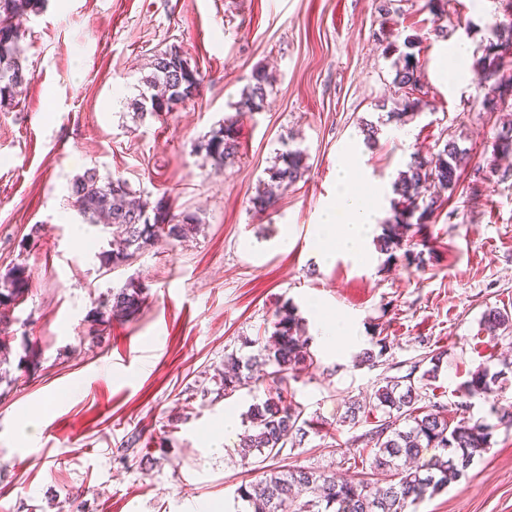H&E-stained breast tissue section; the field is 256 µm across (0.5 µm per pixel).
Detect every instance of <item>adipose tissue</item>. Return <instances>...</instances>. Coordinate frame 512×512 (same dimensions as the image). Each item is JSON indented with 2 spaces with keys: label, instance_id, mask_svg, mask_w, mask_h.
Here are the masks:
<instances>
[{
  "label": "adipose tissue",
  "instance_id": "1",
  "mask_svg": "<svg viewBox=\"0 0 512 512\" xmlns=\"http://www.w3.org/2000/svg\"><path fill=\"white\" fill-rule=\"evenodd\" d=\"M354 177L352 167L338 169L342 192L336 210L325 212L319 226L321 239L332 242L337 252L359 256L375 222L378 209L373 194H353L349 183Z\"/></svg>",
  "mask_w": 512,
  "mask_h": 512
}]
</instances>
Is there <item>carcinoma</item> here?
<instances>
[{
	"label": "carcinoma",
	"instance_id": "1",
	"mask_svg": "<svg viewBox=\"0 0 512 512\" xmlns=\"http://www.w3.org/2000/svg\"><path fill=\"white\" fill-rule=\"evenodd\" d=\"M41 0H0V104L18 103L28 79L19 53L22 34L17 20L35 13ZM448 0H426V7L434 16L433 33L447 36ZM505 41H488L473 51L471 69L477 84L490 85L480 105L489 113L512 108V99L504 95V88L512 85V0ZM423 37L404 42L407 51L399 53L394 63L393 84L400 94L392 116L400 118L421 108ZM151 75L146 79L147 92L141 94L136 109L141 114L171 112L198 95L201 87L199 72L188 64L177 49L154 55ZM271 79L263 70L254 71L243 90L242 107L249 112H260L267 105ZM197 149L213 161L215 171L224 170L225 161L234 158L239 150L235 121L224 120V125L213 130ZM493 154H512V120L504 121L497 129L492 143ZM469 153L453 141L428 156H417L399 174L394 192L399 199L393 203L392 219L382 226L379 249L389 259L402 258L421 267L423 251L418 243L408 239L406 232L414 225L428 224L440 207V194L452 192L459 185ZM308 170L303 151L288 149L278 157V164L270 170V180L282 191L299 182ZM74 207L89 224L106 221L112 228V249L100 253L101 266L116 269L144 248L166 242H180L196 230V217L190 214L169 213L159 201L147 210L139 198L132 195L127 183L120 178L103 180L96 170H87L71 187ZM0 305L20 300L24 294L23 271L14 266L0 278ZM143 303V288L133 280L112 293L108 314L95 315V324L107 327L112 320L135 317ZM487 335L497 339L512 334V315L498 308H489L483 314ZM378 350L362 352L360 364L376 366L387 350L385 339L376 341ZM444 352L430 351L413 362L408 374L375 390L367 400L348 399L342 422L357 423L359 414L379 411L381 417L372 428L360 435L368 447L370 477H351L342 481L325 472L299 467L287 470L270 469L262 476L243 482L236 489V498L243 502L244 512H409V508L427 496L448 488L471 465L474 457L491 444L493 425L470 415L469 399L489 388L493 374L485 366L472 374L456 409L459 416L450 421L445 409L437 403L425 407L422 401L421 381L436 378L443 362ZM430 368L416 375L420 366ZM316 363L309 337L302 334L296 308L284 305L274 313V331L260 344L258 353L239 357L234 353L224 356V395L255 384L266 390V399L250 406V426L238 435V452L244 458L253 452L265 458L283 455L288 444L297 436L306 434L309 422L294 399L290 381L299 378V371Z\"/></svg>",
	"mask_w": 512,
	"mask_h": 512
}]
</instances>
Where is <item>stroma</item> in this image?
I'll use <instances>...</instances> for the list:
<instances>
[{"label": "stroma", "mask_w": 512, "mask_h": 512, "mask_svg": "<svg viewBox=\"0 0 512 512\" xmlns=\"http://www.w3.org/2000/svg\"><path fill=\"white\" fill-rule=\"evenodd\" d=\"M43 0L22 29L28 84L0 111V276L16 265L28 278L5 308L11 376L0 394V512H235L237 487L275 467L241 457L234 435L213 443L225 416L249 425L254 386L225 397L224 357L251 355L247 343L273 331L274 312L292 304L305 321L317 363L292 387L311 425L288 449L290 466L347 476L362 455L358 425L340 422L344 402L369 397L407 373L425 352H444L426 397L454 406L479 366L512 347L490 342L491 307L512 313V177L491 168L496 115L484 112L472 79L458 85L439 69L458 43L491 39L502 0H448V37L421 53L422 109L395 120L394 50L434 26L426 0ZM177 49L204 78L177 111L140 115L132 107L153 56ZM272 88L264 111H240L252 71ZM237 121L239 153L216 172L195 150L225 119ZM378 126L375 144L363 126ZM456 140L472 155L459 187L432 223L412 228L426 241L423 268L388 260L374 226L368 257H326L314 237L322 210L336 204V170L352 160L353 188L375 190L379 217L391 215L393 183L415 153ZM307 155L305 177L275 209L255 213L286 148ZM121 178L149 203L192 214L198 227L175 245L147 247L104 273L103 225L85 223L71 185L88 169ZM139 281L135 319L113 323L92 344L96 312L112 292ZM322 305L314 316L309 305ZM347 324L336 344L323 321ZM383 336L375 367L357 356ZM36 370L17 364L26 343ZM470 413L494 427L491 445L457 482L415 512H512V369ZM35 423L22 435L21 421Z\"/></svg>", "instance_id": "obj_1"}]
</instances>
